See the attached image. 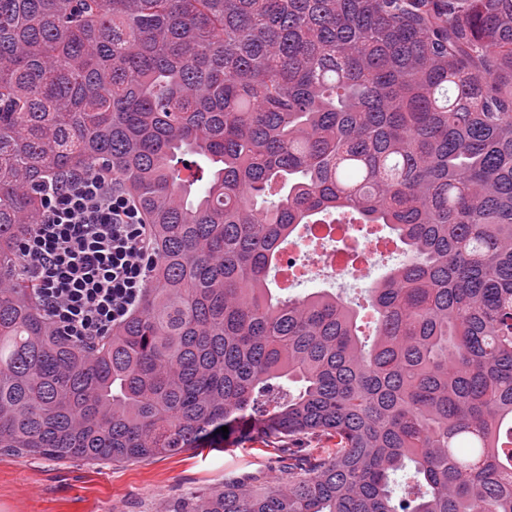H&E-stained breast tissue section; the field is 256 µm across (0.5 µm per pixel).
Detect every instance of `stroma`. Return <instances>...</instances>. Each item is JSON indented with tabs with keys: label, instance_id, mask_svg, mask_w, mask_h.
<instances>
[{
	"label": "stroma",
	"instance_id": "obj_1",
	"mask_svg": "<svg viewBox=\"0 0 512 512\" xmlns=\"http://www.w3.org/2000/svg\"><path fill=\"white\" fill-rule=\"evenodd\" d=\"M390 265L386 257L375 256L368 278L344 281L311 269L288 292L298 296L328 289L362 305L373 281ZM275 470L274 451L266 441L232 437L197 451L129 462L2 454L0 512H171L177 501L223 487L227 478L259 486L271 481Z\"/></svg>",
	"mask_w": 512,
	"mask_h": 512
}]
</instances>
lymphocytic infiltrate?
<instances>
[{"label": "lymphocytic infiltrate", "instance_id": "1", "mask_svg": "<svg viewBox=\"0 0 512 512\" xmlns=\"http://www.w3.org/2000/svg\"><path fill=\"white\" fill-rule=\"evenodd\" d=\"M39 194V219L18 245L22 269L53 326L95 342L141 299L153 259L149 226L106 167L48 181Z\"/></svg>", "mask_w": 512, "mask_h": 512}]
</instances>
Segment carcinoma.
Segmentation results:
<instances>
[{
  "mask_svg": "<svg viewBox=\"0 0 512 512\" xmlns=\"http://www.w3.org/2000/svg\"><path fill=\"white\" fill-rule=\"evenodd\" d=\"M101 165L154 259L87 345L17 242L46 180ZM338 209L406 255L370 343L270 278ZM223 426L275 443V477L175 512H512V0H0V452L131 461Z\"/></svg>",
  "mask_w": 512,
  "mask_h": 512,
  "instance_id": "carcinoma-1",
  "label": "carcinoma"
}]
</instances>
